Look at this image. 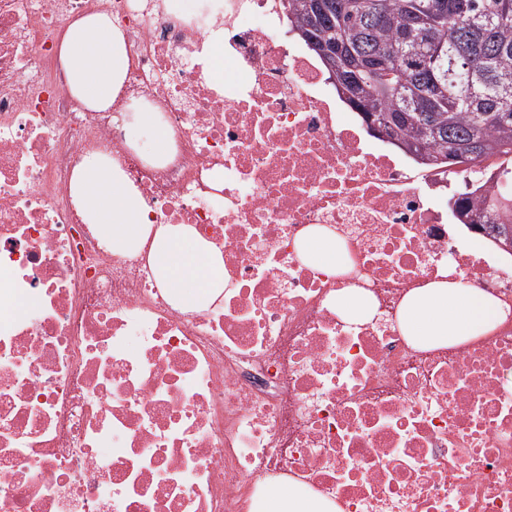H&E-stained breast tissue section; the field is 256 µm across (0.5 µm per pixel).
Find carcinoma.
<instances>
[{
	"label": "carcinoma",
	"mask_w": 512,
	"mask_h": 512,
	"mask_svg": "<svg viewBox=\"0 0 512 512\" xmlns=\"http://www.w3.org/2000/svg\"><path fill=\"white\" fill-rule=\"evenodd\" d=\"M303 42L340 44L349 103L425 168L499 159L497 191L454 201L512 215V0H281Z\"/></svg>",
	"instance_id": "1"
}]
</instances>
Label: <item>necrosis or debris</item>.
<instances>
[{"label":"necrosis or debris","mask_w":512,"mask_h":512,"mask_svg":"<svg viewBox=\"0 0 512 512\" xmlns=\"http://www.w3.org/2000/svg\"><path fill=\"white\" fill-rule=\"evenodd\" d=\"M234 89L195 54L205 23L142 0H0V512H251L296 483L337 512H512V261L459 245L451 176L375 143L323 66L282 35L279 0H219ZM104 13L125 34L126 90L162 113L175 155L145 165L122 103L86 108L59 48ZM109 151L152 230L191 225L224 291L173 304L149 247L116 254L73 202L83 157ZM335 230L332 273L301 260ZM434 279L509 314L422 350L398 308ZM374 303L338 315V291ZM301 257L332 271L343 266L347 261L344 252L337 248L336 234L323 227L309 230L301 246ZM372 306V300L360 290L350 288L336 294V312L348 320L358 321L366 318Z\"/></svg>","instance_id":"1"}]
</instances>
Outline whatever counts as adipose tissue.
Wrapping results in <instances>:
<instances>
[{
  "instance_id": "obj_1",
  "label": "adipose tissue",
  "mask_w": 512,
  "mask_h": 512,
  "mask_svg": "<svg viewBox=\"0 0 512 512\" xmlns=\"http://www.w3.org/2000/svg\"><path fill=\"white\" fill-rule=\"evenodd\" d=\"M226 40L223 21L212 20L196 54L208 80L219 89L224 86ZM60 53L70 92L91 110L109 111L123 93L127 78L123 31L104 14L80 18L67 26ZM123 118L147 138L137 147L145 163H158L173 153L172 132L160 113L135 100ZM72 195L85 222L94 225L117 252L139 249L148 240L140 192L108 152L85 157L73 178ZM152 242L153 268L180 309L198 311L223 291L224 260L191 226H167ZM301 257L330 270L347 261L337 247L335 233L323 227L309 230ZM505 317V310L491 295L448 280H433L412 290L399 310L404 334L423 349L461 345L488 334ZM252 512H333V508L311 492L288 485L269 490L255 502Z\"/></svg>"
}]
</instances>
